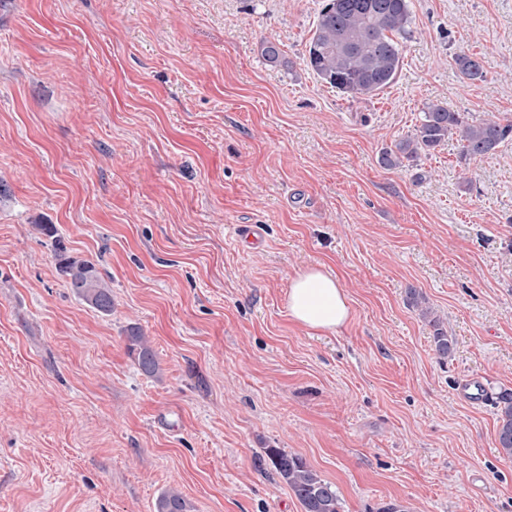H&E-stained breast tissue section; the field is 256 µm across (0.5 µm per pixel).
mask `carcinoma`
Instances as JSON below:
<instances>
[{"label": "carcinoma", "mask_w": 512, "mask_h": 512, "mask_svg": "<svg viewBox=\"0 0 512 512\" xmlns=\"http://www.w3.org/2000/svg\"><path fill=\"white\" fill-rule=\"evenodd\" d=\"M410 24L409 0H323L308 42L307 66L325 84L352 99L374 97L396 79L402 64L400 39ZM263 59L271 66L282 63L280 44L267 40L260 46ZM464 80L470 84L487 79L482 60L461 52L454 58ZM457 137L464 160L489 154L512 140V120L487 119L474 123L444 102L426 105L415 133L383 149L379 164L403 168L448 139ZM53 238V251L60 272L73 292L87 305L103 314L112 312V293L96 264L69 254L64 240L50 224L42 225ZM433 342L439 359L445 360L452 342L436 318ZM126 348L141 371L154 376L159 371L156 354L147 336L131 328L125 336ZM498 441L504 456L512 458V395L501 397ZM275 473L288 485L302 512H341L335 486L297 456L272 448L268 453ZM155 512H190L181 492L161 493Z\"/></svg>", "instance_id": "cac0c4a2"}]
</instances>
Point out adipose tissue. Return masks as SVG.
Segmentation results:
<instances>
[{
  "label": "adipose tissue",
  "instance_id": "ef3b65f1",
  "mask_svg": "<svg viewBox=\"0 0 512 512\" xmlns=\"http://www.w3.org/2000/svg\"><path fill=\"white\" fill-rule=\"evenodd\" d=\"M286 308L293 321L318 332L338 330L351 315L349 298L337 276L316 266L291 278Z\"/></svg>",
  "mask_w": 512,
  "mask_h": 512
}]
</instances>
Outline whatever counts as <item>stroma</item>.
Masks as SVG:
<instances>
[{
  "label": "stroma",
  "mask_w": 512,
  "mask_h": 512,
  "mask_svg": "<svg viewBox=\"0 0 512 512\" xmlns=\"http://www.w3.org/2000/svg\"><path fill=\"white\" fill-rule=\"evenodd\" d=\"M409 3L397 80L351 100L306 66L321 0H0V512H154L170 487L192 512H301L271 448L342 512H512V141L378 162L432 101L512 119V0ZM45 224L96 263L110 314ZM317 264L351 305L333 333L285 308ZM474 377L486 403L461 395ZM455 65L464 80L470 84L485 82L487 79L482 60L475 54L460 52L454 58ZM42 229L49 237H53V251L59 270L68 279L73 292L97 311L111 313V289L101 277L96 264L88 259L71 256L64 240L56 235L52 225H42ZM125 339L126 348L135 357L141 371L148 376H155L159 371V363L147 336L138 328H130ZM501 403L498 441L502 454L512 458V395L501 397ZM269 460L275 473L288 485L302 512H341L335 486L297 456L271 448Z\"/></svg>",
  "instance_id": "obj_1"
}]
</instances>
